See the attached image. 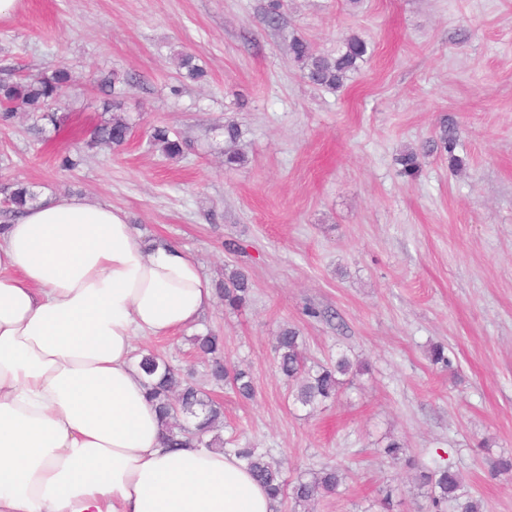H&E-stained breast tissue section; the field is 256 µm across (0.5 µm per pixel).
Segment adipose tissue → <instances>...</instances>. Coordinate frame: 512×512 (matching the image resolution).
I'll list each match as a JSON object with an SVG mask.
<instances>
[{"label":"adipose tissue","mask_w":512,"mask_h":512,"mask_svg":"<svg viewBox=\"0 0 512 512\" xmlns=\"http://www.w3.org/2000/svg\"><path fill=\"white\" fill-rule=\"evenodd\" d=\"M193 256L125 214L40 200L0 231V512H275L233 453L167 447L139 336L196 323Z\"/></svg>","instance_id":"ef3b65f1"}]
</instances>
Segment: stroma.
Returning <instances> with one entry per match:
<instances>
[{
	"label": "stroma",
	"instance_id": "stroma-1",
	"mask_svg": "<svg viewBox=\"0 0 512 512\" xmlns=\"http://www.w3.org/2000/svg\"><path fill=\"white\" fill-rule=\"evenodd\" d=\"M19 0L0 17V83L66 65L74 87L60 126L18 110L0 129V188L79 195L124 212L145 240H169L211 287L231 271L248 306L221 300L171 337H141L224 406L225 447L251 446L286 479L328 465L345 481L313 512H430L421 472L448 466L484 512H512V0ZM352 34L370 53L344 89L309 85L291 65L293 36L334 53ZM189 52L204 81L176 66ZM121 102L129 141L60 168ZM235 122L245 165L224 167ZM164 125L177 160L153 148ZM456 132L461 171L440 132ZM419 154L415 176L397 162ZM299 330L307 364L346 355L336 401L301 406L274 339ZM224 339L253 378V400L211 380L191 339ZM441 345L450 366L434 363ZM407 463L384 457L389 438ZM391 506H384V498ZM150 141L169 158L183 154V143L167 126H155L150 132ZM228 279L229 282L218 289L220 297L224 300V307L241 311L248 305L251 297L249 278L241 271H234Z\"/></svg>",
	"mask_w": 512,
	"mask_h": 512
}]
</instances>
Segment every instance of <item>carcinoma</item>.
<instances>
[{
	"label": "carcinoma",
	"instance_id": "carcinoma-1",
	"mask_svg": "<svg viewBox=\"0 0 512 512\" xmlns=\"http://www.w3.org/2000/svg\"><path fill=\"white\" fill-rule=\"evenodd\" d=\"M369 53L368 42L357 34L347 37L334 54L316 52L302 37H295L289 46L291 62L299 69L302 78L312 86L328 89H342L351 74L356 72ZM72 82L71 72L58 68L49 75H42L30 81L13 85H0V126L8 125L16 106L21 105L29 112L41 113V118L56 126L60 117L50 111L51 105L66 93ZM132 127L128 119L120 114L97 125L84 142V151L89 153L100 145L121 147L129 140ZM150 141L169 158L183 154L180 138L166 126H156L150 132ZM444 150L451 156V168L456 170L462 161L453 157L456 136L453 128L444 130L441 136ZM35 200V194L25 185H18L7 194V201L20 213ZM224 307L240 311L251 297L249 278L241 271H235L229 282L219 287ZM193 345L197 351L208 356L212 362L211 376L217 381L230 385L236 395L244 400L252 399L254 386L250 375L241 369H230L224 360V343L214 334L196 336ZM275 352L280 372L295 385V400L312 410L338 395L340 377L352 370L350 359L341 355L330 366L315 369L307 366L302 351V339L293 327L280 330L276 336ZM163 367L164 375L151 385L149 397L164 418L165 436L170 446L178 448L214 431L224 417L223 406L214 401L198 386L184 380L165 358L153 351L142 355L140 368L152 376ZM233 452L249 467L255 479L267 487L276 501L285 499L293 508L302 507L320 496L336 493L344 480V473L336 466H326L306 478L297 477L289 482L283 478L277 463L255 448H235ZM429 486V501L434 512H443V507L453 503L456 512H483L482 501L459 494L463 477L449 467H437L425 475Z\"/></svg>",
	"mask_w": 512,
	"mask_h": 512
}]
</instances>
